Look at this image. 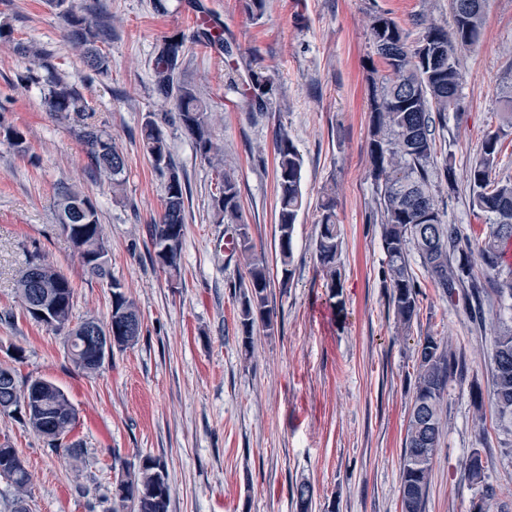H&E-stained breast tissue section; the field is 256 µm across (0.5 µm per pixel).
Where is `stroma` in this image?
Listing matches in <instances>:
<instances>
[{"label":"stroma","instance_id":"1","mask_svg":"<svg viewBox=\"0 0 512 512\" xmlns=\"http://www.w3.org/2000/svg\"><path fill=\"white\" fill-rule=\"evenodd\" d=\"M102 26L107 74L83 63L46 0H0V121L26 133L25 149L0 137V363L22 378L62 387L78 411V459L61 457L17 418L0 414V443L16 448L31 474L30 512H112L118 477L143 457L164 461L169 512H297V486L309 485L313 512H401V458L418 368V342L435 337L459 355L440 405L441 438L425 512H470L481 486L467 464L480 450L494 504L512 510V437L500 433L490 399L493 339L512 319V300L489 296L481 318L448 296L412 259L419 312L401 331L385 282L380 229L372 224L369 175L370 85L382 69L368 19L390 13L409 41L422 18L452 25L448 0H265L261 16L244 0H76ZM220 24L233 58L200 45L201 18ZM184 41L177 73L209 105L213 139L239 189L256 253L265 257L273 325L255 327L243 346L239 251L215 223L218 177L196 154L174 99L154 84L164 39ZM48 53L59 76L77 82L90 123L112 137L126 161L113 188L96 172L74 119L49 112L43 82L28 79L15 44ZM461 110L438 144L452 154L454 186L435 198L462 234L486 232L473 212L466 172L486 134L502 122L499 98L512 87V0H486L478 45L461 52ZM272 78L279 94L267 111L251 104L248 69ZM161 127L172 167L187 187L180 274L170 279L150 258V229L163 208L165 178L145 154L140 129ZM286 130L303 158L305 207L294 231L293 271L282 281L275 255L276 156ZM94 201L114 280L135 300L143 323L136 344L113 350L85 376L60 335L25 315L14 289L28 251L47 253L75 289L74 321H107L112 290L83 270L54 208L59 185ZM333 190L343 290L331 299L315 252L319 203Z\"/></svg>","mask_w":512,"mask_h":512}]
</instances>
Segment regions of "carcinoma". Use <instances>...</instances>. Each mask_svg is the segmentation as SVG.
Wrapping results in <instances>:
<instances>
[{"mask_svg": "<svg viewBox=\"0 0 512 512\" xmlns=\"http://www.w3.org/2000/svg\"><path fill=\"white\" fill-rule=\"evenodd\" d=\"M479 0H450L453 26L448 29L435 20L423 21L419 39L408 43L402 27L385 13L371 17L369 30L375 53L385 73L370 77V176L375 187L374 202L380 215V239L385 255L386 279L391 288L390 302L399 325L408 329L418 315L419 285L411 269V254H417L422 266L448 295L462 293L474 312H481V285L475 278L473 258L485 268L500 274L501 245L512 240V180L496 175L501 142L512 134V89L501 96L504 122L486 134L480 158L470 167L467 180L472 209L485 215L489 231L481 238L461 235L445 220L432 193L433 180L448 188L455 183V168L449 157L438 161L437 133L448 128V113L458 109L461 73L458 55L478 42L484 23ZM59 10L67 39L80 48L86 66L104 75L108 61L96 47L102 29L92 22L74 0H48ZM15 50L29 60L28 72L35 77L46 67L45 51L34 45L18 44ZM182 56V42L170 38L158 50L154 82L158 91L174 97L180 123L193 140L195 151L211 167L220 170V182L211 197V208L219 224L235 226V246L247 269L242 288L239 324L242 344H251L257 322L269 327L273 308L270 279L263 257L253 252L248 225L241 219L240 193L231 172L224 169L223 152L214 141L207 103L190 87L180 85L176 69ZM252 99L264 107L276 97L277 88L262 72L247 73ZM45 101L49 111L61 118L85 116L89 106L78 86L57 78L46 81ZM77 136L85 143L96 171L112 186L124 183L125 160L104 131L82 123ZM144 152L154 168L169 170L164 185V207L151 226L152 262L176 277L180 273L181 247L185 224L186 188L171 170L170 151L157 123L148 120L141 127ZM277 158V246L281 266V286L287 287L292 275L293 236L296 219L303 208L301 187L303 160L288 133L276 135ZM56 215L59 227L67 233L84 271L92 278L108 280L112 288V322H131L135 331L118 340V349L134 345L142 333V320L135 301L113 280L108 268V245L92 199L72 186L58 188ZM315 249L330 296H340L342 274L339 268L341 241L336 224L332 194L320 204L319 233ZM41 266L53 280L43 289L55 304L50 328L68 336L72 325L74 290L68 277L57 270L48 256L35 249L28 253L25 265L15 280L21 304L36 301L35 289L26 287L28 271ZM69 359L81 373L91 375L100 368L97 353L87 348ZM492 403L498 428L512 433V324L499 326L494 337ZM457 364L455 355L432 336H426L418 349V369L414 401L409 417L401 465V512H425L432 464L440 444L439 406L448 378ZM36 379L16 380L14 407L5 414L17 417L36 435L51 438L48 445L66 458L81 455L82 448L67 438L76 426L77 412L63 389L55 383L35 389ZM52 424L56 434H46ZM0 467L14 472L10 481L17 490L14 512H29L25 500L29 472L18 451L0 443ZM467 478L473 484L483 482L479 453L470 457ZM117 507L113 512H169L170 486L163 462L146 457L136 470L125 472L117 480L113 493Z\"/></svg>", "mask_w": 512, "mask_h": 512, "instance_id": "cac0c4a2", "label": "carcinoma"}]
</instances>
